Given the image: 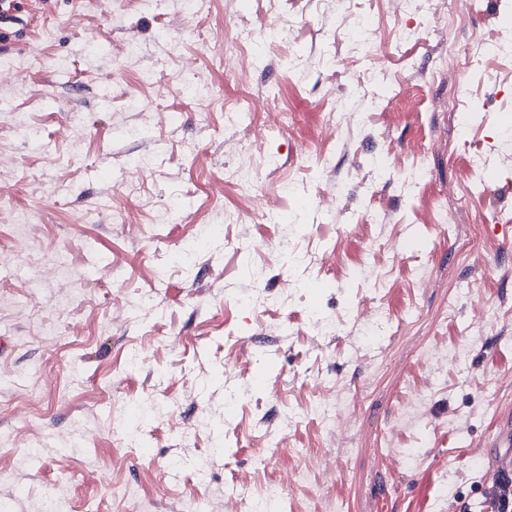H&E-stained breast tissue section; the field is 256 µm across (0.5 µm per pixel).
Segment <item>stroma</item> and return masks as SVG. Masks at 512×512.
Wrapping results in <instances>:
<instances>
[{
  "mask_svg": "<svg viewBox=\"0 0 512 512\" xmlns=\"http://www.w3.org/2000/svg\"><path fill=\"white\" fill-rule=\"evenodd\" d=\"M511 17L25 0L0 42V512H227L270 483L277 512H483L512 414V49L446 57ZM501 48V45L498 43L478 40L473 47H471L467 52H464L463 56H461L459 51L457 52L453 45H449L448 60L454 61L453 68H457L461 65L470 66L480 55L495 53L501 50Z\"/></svg>",
  "mask_w": 512,
  "mask_h": 512,
  "instance_id": "stroma-1",
  "label": "stroma"
}]
</instances>
